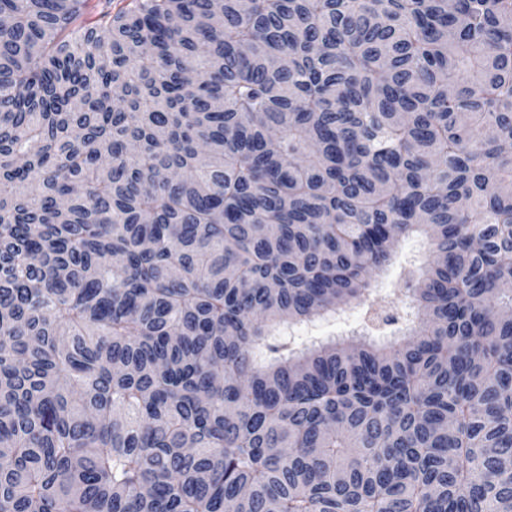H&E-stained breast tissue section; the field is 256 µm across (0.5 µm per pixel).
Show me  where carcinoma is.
<instances>
[{
  "label": "carcinoma",
  "instance_id": "obj_1",
  "mask_svg": "<svg viewBox=\"0 0 512 512\" xmlns=\"http://www.w3.org/2000/svg\"><path fill=\"white\" fill-rule=\"evenodd\" d=\"M0 15V512H512V0ZM428 256L429 246L420 238L410 235L397 242L391 266L384 275L376 278L373 288L376 293L388 296L390 312L399 321L396 325L372 330L377 340L388 341L394 329L404 328L408 324L406 319L412 300V293L408 288H414L419 268L427 261ZM370 300L352 302L341 306L335 313L303 322L286 332L281 341L287 340L292 346L308 345L313 342L347 336L353 330H359L369 323ZM289 332L292 336H289Z\"/></svg>",
  "mask_w": 512,
  "mask_h": 512
}]
</instances>
